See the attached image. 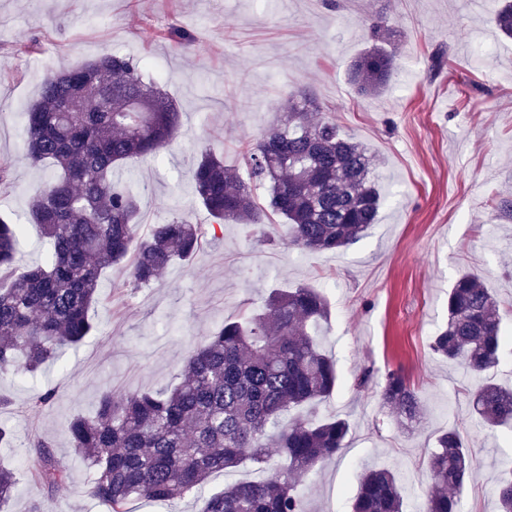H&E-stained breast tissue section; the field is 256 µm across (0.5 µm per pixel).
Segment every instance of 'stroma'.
Returning <instances> with one entry per match:
<instances>
[{
  "instance_id": "35a3bbf8",
  "label": "stroma",
  "mask_w": 512,
  "mask_h": 512,
  "mask_svg": "<svg viewBox=\"0 0 512 512\" xmlns=\"http://www.w3.org/2000/svg\"><path fill=\"white\" fill-rule=\"evenodd\" d=\"M376 22L396 37L397 69L385 92L361 97L348 73ZM182 34L184 48L176 44ZM439 50L445 62L435 73L431 56ZM112 52L149 63L182 114L160 158L123 166L124 180L141 191L142 221L179 213L211 228L192 189L201 150L240 169L244 147L283 119L284 103L300 89L366 149L385 201L378 223L333 254L269 244L229 222L153 285L130 288L124 268L107 270L94 309L97 333L36 377L0 375V392L12 401L0 421L16 436L12 447H0V461L16 474L10 512H28L42 494L27 474L28 441L36 436L51 441L68 473L53 512H104L88 494L93 472L71 447L69 419L91 414L107 390L119 398L174 386L202 336L261 308L272 289L300 285L329 301L315 339L338 374L333 394L301 413L350 426L346 448L302 478L304 512H350L369 468L395 470L404 512H419L428 456L452 426L481 461L462 512H497L512 428L477 425L472 378L429 347L448 319L449 288L467 272L491 289L512 337V215L501 208L502 199L512 200V39L492 11L479 0H0V163L10 167L0 214L24 215L50 174L23 149V114L42 74ZM391 370L422 397L426 414L412 426L381 403ZM46 390L54 401L34 406Z\"/></svg>"
}]
</instances>
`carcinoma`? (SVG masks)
<instances>
[{
	"mask_svg": "<svg viewBox=\"0 0 512 512\" xmlns=\"http://www.w3.org/2000/svg\"><path fill=\"white\" fill-rule=\"evenodd\" d=\"M494 21L512 37L509 0ZM372 37L349 70L364 96L383 92L395 70L389 29L374 24ZM142 71L117 53L64 72L48 70L39 99L25 112L26 155L52 175L31 198L26 223L0 218L2 373H34L95 333L91 311L104 271L122 265L124 286L140 288L201 248L202 227L178 214L139 235L137 194L112 178L132 158L159 156L181 126V112L144 82ZM71 100L81 111H62ZM243 158L244 178L216 155L201 153L195 198L218 223L274 229L263 218L275 215L289 245L333 253L377 222L382 196L368 176L365 148L341 135L306 91L290 95L284 122L256 138ZM257 186L268 188L265 207L256 202ZM28 223L41 228L47 245L46 258L35 264L22 259ZM328 314V300L314 287L275 289L260 311L223 324L191 348L175 387L121 400L102 393L93 415L68 423L71 447L94 473L89 495L106 512H130L133 499L172 503L199 492L213 474L249 463L259 476L225 483L204 499L202 512H303L295 477L334 456L349 432L341 419L290 416L336 388L335 364L312 335ZM504 340L495 296L478 276L460 275L448 293V324L430 347L478 380L469 396L485 428L512 421V387L487 377ZM381 400L403 425L424 414L418 391L398 371L385 374ZM29 447L31 477L46 492L29 512H50L67 471L47 439L35 437ZM478 465L459 429L438 435L421 512H458ZM15 489L14 470L0 465V512H7ZM497 499L499 512H512V465L498 480ZM352 512H403L396 473L366 471Z\"/></svg>",
	"mask_w": 512,
	"mask_h": 512,
	"instance_id": "carcinoma-1",
	"label": "carcinoma"
}]
</instances>
